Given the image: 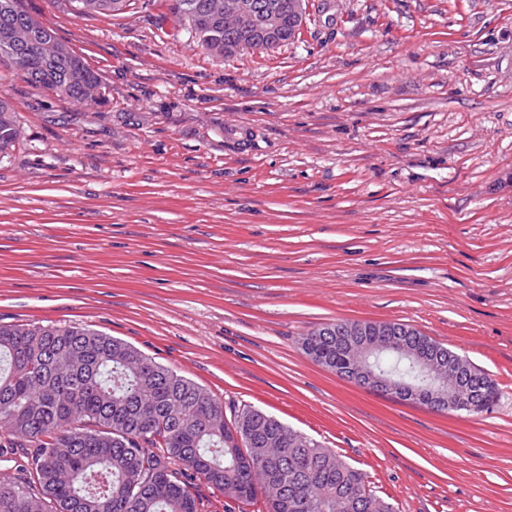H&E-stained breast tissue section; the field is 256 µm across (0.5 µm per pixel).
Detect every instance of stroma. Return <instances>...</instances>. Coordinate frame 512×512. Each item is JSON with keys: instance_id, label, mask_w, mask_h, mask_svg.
<instances>
[{"instance_id": "obj_1", "label": "stroma", "mask_w": 512, "mask_h": 512, "mask_svg": "<svg viewBox=\"0 0 512 512\" xmlns=\"http://www.w3.org/2000/svg\"><path fill=\"white\" fill-rule=\"evenodd\" d=\"M24 9L79 103L0 63V324H80L359 469L395 512H512V0H307L294 42L219 57L169 0ZM401 322L494 380L438 412L301 349ZM129 0H75V8L79 13L118 14L125 9ZM9 101L0 96V158L8 155L17 140L18 130Z\"/></svg>"}]
</instances>
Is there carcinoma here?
I'll return each instance as SVG.
<instances>
[{"instance_id": "cac0c4a2", "label": "carcinoma", "mask_w": 512, "mask_h": 512, "mask_svg": "<svg viewBox=\"0 0 512 512\" xmlns=\"http://www.w3.org/2000/svg\"><path fill=\"white\" fill-rule=\"evenodd\" d=\"M129 0H74L80 13L118 14ZM257 12L274 4L279 43L296 38L299 0H240ZM198 47L224 56L239 39L224 28V0H170ZM32 85L72 100L101 97L99 76L68 44L33 19L21 0H0V62ZM18 130L0 96V158ZM394 334L409 347L399 356L381 348L378 371L424 390L430 370L417 363L447 347L399 322L340 321L301 337V348L323 367L348 369L339 337ZM473 396L469 412L491 408L496 383L479 369L456 376ZM21 458L0 476V512H212L190 490L198 479L265 512H393L368 489L364 474L319 442L272 415L247 406L224 419V406L205 388L143 355L131 344L79 325L0 324V449Z\"/></svg>"}]
</instances>
